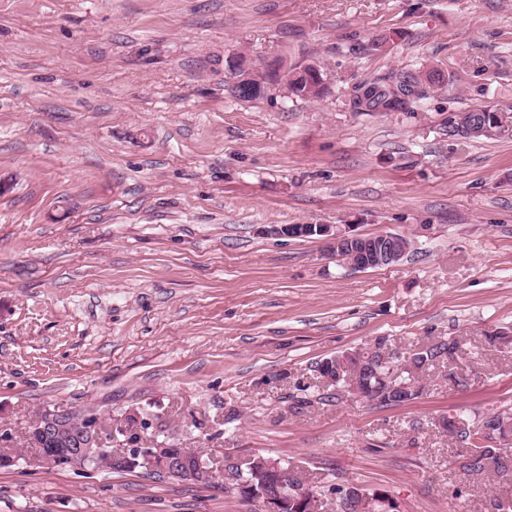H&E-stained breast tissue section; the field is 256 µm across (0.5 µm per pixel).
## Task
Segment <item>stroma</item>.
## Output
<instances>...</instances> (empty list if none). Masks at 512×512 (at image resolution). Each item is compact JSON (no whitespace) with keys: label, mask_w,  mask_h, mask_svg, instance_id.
Listing matches in <instances>:
<instances>
[{"label":"stroma","mask_w":512,"mask_h":512,"mask_svg":"<svg viewBox=\"0 0 512 512\" xmlns=\"http://www.w3.org/2000/svg\"><path fill=\"white\" fill-rule=\"evenodd\" d=\"M241 51L316 61L330 92L239 101ZM431 67L447 83L414 113L352 111L360 81ZM479 103L512 111V0H0V439L25 447L46 408L153 414L215 467L303 466L322 512L332 484L399 512L512 500L434 425L512 410V351L487 341L512 326V137L448 134ZM284 224L411 246L359 271ZM379 336L459 351L412 402L323 399L316 363ZM0 512L245 509L220 482L23 464Z\"/></svg>","instance_id":"stroma-1"}]
</instances>
